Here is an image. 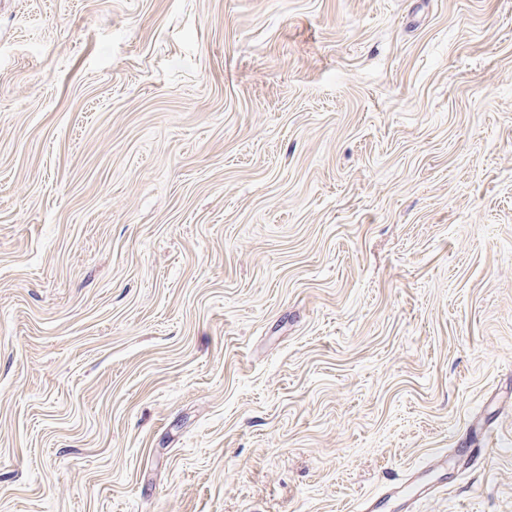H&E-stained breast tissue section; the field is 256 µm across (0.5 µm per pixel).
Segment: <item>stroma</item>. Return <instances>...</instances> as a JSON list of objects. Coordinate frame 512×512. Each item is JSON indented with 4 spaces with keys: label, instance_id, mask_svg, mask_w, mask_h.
Listing matches in <instances>:
<instances>
[{
    "label": "stroma",
    "instance_id": "1",
    "mask_svg": "<svg viewBox=\"0 0 512 512\" xmlns=\"http://www.w3.org/2000/svg\"><path fill=\"white\" fill-rule=\"evenodd\" d=\"M441 450L419 512H512V0H0V512Z\"/></svg>",
    "mask_w": 512,
    "mask_h": 512
}]
</instances>
